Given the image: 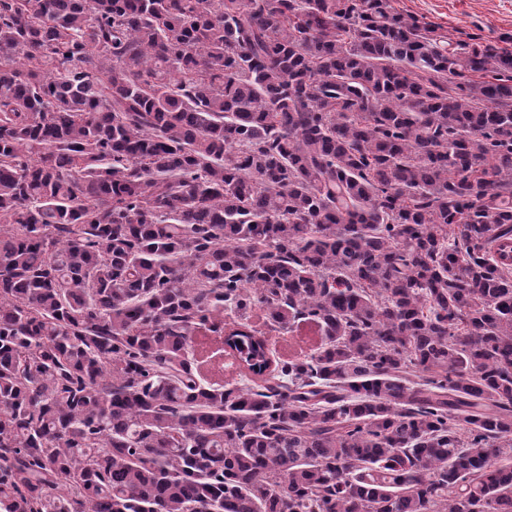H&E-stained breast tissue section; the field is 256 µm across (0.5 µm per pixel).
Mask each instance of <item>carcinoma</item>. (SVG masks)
Wrapping results in <instances>:
<instances>
[{"label":"carcinoma","mask_w":512,"mask_h":512,"mask_svg":"<svg viewBox=\"0 0 512 512\" xmlns=\"http://www.w3.org/2000/svg\"><path fill=\"white\" fill-rule=\"evenodd\" d=\"M499 243L512 52L392 0H0V512H512ZM276 341V349L280 354H288V344L295 341H305L301 343L305 350L313 347L320 339L317 335L316 329L307 324L300 325L299 329L294 333L286 334L285 336H274Z\"/></svg>","instance_id":"cac0c4a2"}]
</instances>
